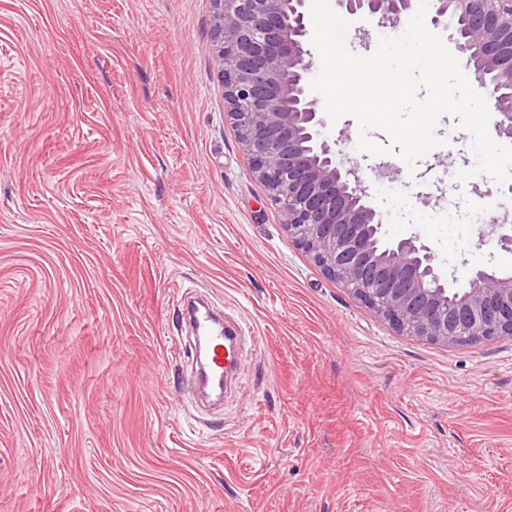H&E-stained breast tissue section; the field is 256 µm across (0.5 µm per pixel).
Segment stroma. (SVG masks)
<instances>
[{
  "instance_id": "stroma-1",
  "label": "stroma",
  "mask_w": 512,
  "mask_h": 512,
  "mask_svg": "<svg viewBox=\"0 0 512 512\" xmlns=\"http://www.w3.org/2000/svg\"><path fill=\"white\" fill-rule=\"evenodd\" d=\"M381 186L389 238L512 274L470 133ZM260 345L183 405L179 291ZM0 512H512V336L398 332L293 242L224 112L211 0H0Z\"/></svg>"
}]
</instances>
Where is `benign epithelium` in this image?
<instances>
[{"label":"benign epithelium","mask_w":512,"mask_h":512,"mask_svg":"<svg viewBox=\"0 0 512 512\" xmlns=\"http://www.w3.org/2000/svg\"><path fill=\"white\" fill-rule=\"evenodd\" d=\"M225 114L244 132L251 172L279 207L288 236L331 278L408 335L446 346L512 336V275L473 268L448 297V279L420 237L387 238L371 185L338 158L329 118L312 97L315 58L306 0H212ZM419 0H336L340 15L395 31ZM431 22L469 23L448 43L483 75L499 137L512 141V0H431Z\"/></svg>","instance_id":"7a95c632"}]
</instances>
